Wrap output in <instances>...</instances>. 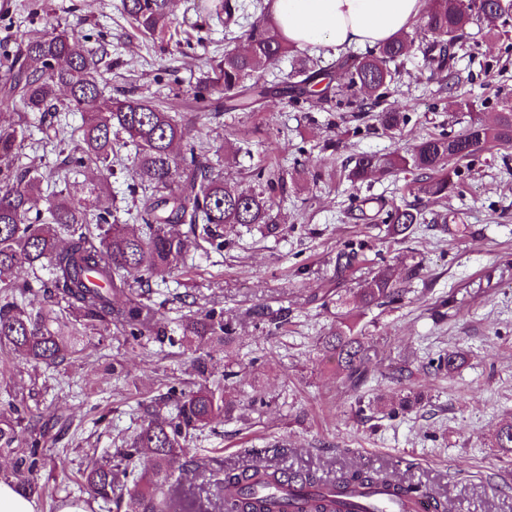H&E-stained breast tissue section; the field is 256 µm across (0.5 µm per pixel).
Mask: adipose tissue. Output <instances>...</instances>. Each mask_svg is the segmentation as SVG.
<instances>
[{
	"label": "adipose tissue",
	"mask_w": 512,
	"mask_h": 512,
	"mask_svg": "<svg viewBox=\"0 0 512 512\" xmlns=\"http://www.w3.org/2000/svg\"><path fill=\"white\" fill-rule=\"evenodd\" d=\"M426 0H272L275 31L297 48L345 50L390 41L422 18Z\"/></svg>",
	"instance_id": "1"
}]
</instances>
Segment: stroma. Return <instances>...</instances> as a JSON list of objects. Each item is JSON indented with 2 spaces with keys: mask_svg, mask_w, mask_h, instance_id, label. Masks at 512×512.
Instances as JSON below:
<instances>
[{
  "mask_svg": "<svg viewBox=\"0 0 512 512\" xmlns=\"http://www.w3.org/2000/svg\"><path fill=\"white\" fill-rule=\"evenodd\" d=\"M29 3L0 0V54L46 24L75 29L87 46L107 49L105 93L122 89L177 113L192 137L216 150L239 189H253L260 166L287 172L285 191L272 199L273 212L285 218L279 234L235 227L221 250L191 251L186 269L151 282L168 333L184 315L222 311L237 340L230 350L205 344L202 352L219 369L233 355L234 388L265 394L262 407L235 411L190 440L196 465L175 460L173 481L197 490L208 470L256 463L310 468L327 478L342 466L383 464L454 501L459 512H512V458L493 446L496 429L512 420V148L491 145L461 162L443 202L418 193L404 171L355 186L342 177L350 158L408 152L428 134L458 135L474 116L490 121L511 104L512 20H482L465 31L455 84L412 50L382 103L405 120L385 131L377 110H361L356 96L295 101L274 93L259 111L197 120L189 90L232 45L217 15L220 0H174L168 41L139 34L119 0H42L36 18ZM199 35L202 45L175 51V41ZM414 202L426 223L394 240L377 210ZM443 213L447 225L434 223ZM350 242L363 243L367 261L340 279L336 253ZM417 262L422 270L404 302L361 317L370 377L351 391L320 346L336 322L335 291L360 288L384 267L403 278ZM258 305L268 307L271 321L255 323L250 312ZM281 317L287 323L280 329ZM452 349L465 357L456 372L426 371L430 359ZM190 357L178 344L132 346L120 335L94 337L80 354L47 369L0 354V371L10 378L0 384V402L21 400L68 424L49 452L67 465L54 469L53 495L38 498L39 512L85 497L82 471L140 427L143 401L193 388ZM116 362L122 375L112 373ZM405 364L413 371L411 389L427 404L393 417L356 414V399L392 397L391 375Z\"/></svg>",
  "mask_w": 512,
  "mask_h": 512,
  "instance_id": "35a3bbf8",
  "label": "stroma"
}]
</instances>
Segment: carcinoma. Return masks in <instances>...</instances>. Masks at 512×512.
Here are the masks:
<instances>
[{"label":"carcinoma","instance_id":"1","mask_svg":"<svg viewBox=\"0 0 512 512\" xmlns=\"http://www.w3.org/2000/svg\"><path fill=\"white\" fill-rule=\"evenodd\" d=\"M170 2L120 0L124 15L152 39L168 32ZM255 8L260 14L241 33L246 48L224 51L194 87L200 115L212 107L216 88L224 94L225 109L255 111L266 95L261 72L286 56L292 57V65L279 89L296 100L318 96L330 101L357 90L377 100L412 49V42L400 35L361 57L343 53L326 68L271 30L263 0H256ZM510 15L512 0H432L424 16V29L431 34L422 48L427 64L439 71L451 69L460 39L473 21ZM101 81L97 53L74 31L52 25L29 38L0 72V95L19 108L17 122L0 123V351L15 353L36 368L73 356L91 337L114 329L137 345L164 342L157 310L142 290L149 279L180 268L191 249L203 242L223 248L226 227L256 226L273 233L280 223L270 198L286 189L283 171L274 169L257 188L241 191L224 176L221 165L211 163L209 147L190 139L177 116L123 91L107 95ZM30 112L50 116L44 139L51 143L65 140L66 128L58 117L83 113L75 146L60 150L61 159L52 166L34 158L23 161L24 120ZM489 142L512 147L511 105L490 124L474 120L461 136H431L406 154L355 157L347 180L361 183L377 174L409 169L417 174L423 193L446 198L454 187L455 164ZM129 145L135 150L133 178L146 191L135 227L113 223L112 212L99 206L110 191L113 160ZM84 171V181H70ZM387 223L391 234L404 237L426 218L414 205L396 206ZM362 256V245H344L336 253V277L353 270ZM406 293L386 267L352 298L338 296L336 306L351 300L370 310L400 302ZM29 295L42 300L35 305L26 301ZM118 295L123 302H116ZM178 327L189 344L208 340L227 347L236 335L224 313L213 308L184 316ZM322 348L336 358V369L349 388L367 381V347L358 321L349 313L338 315ZM462 359V353L448 351L433 360L432 367L450 374ZM234 408L221 388L171 390L152 399L140 428L110 454L116 464L102 457L84 472L90 500L114 512H173L170 462L190 453L185 447L188 438ZM41 419L22 404L0 405V456L11 458L9 482L28 497L43 493L39 474L47 449ZM493 445L512 453V421L496 430ZM290 478L306 491L300 512H380L378 501L368 508H337L338 501L322 492L327 485L338 491L383 487L393 498L408 502L424 494L422 486L403 480L392 469L348 468L326 483L312 472L290 477L285 469L252 464L214 474L218 512H277L272 494Z\"/></svg>","mask_w":512,"mask_h":512}]
</instances>
